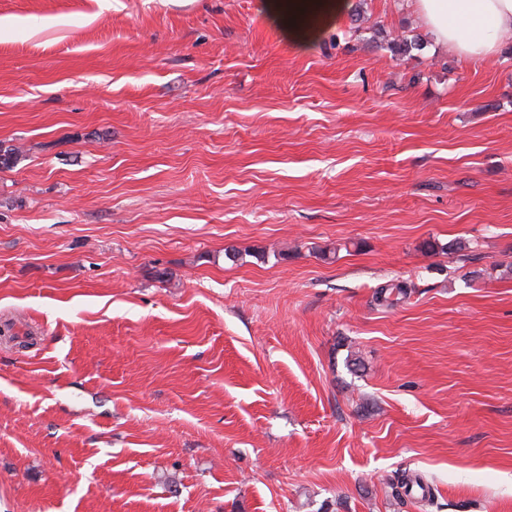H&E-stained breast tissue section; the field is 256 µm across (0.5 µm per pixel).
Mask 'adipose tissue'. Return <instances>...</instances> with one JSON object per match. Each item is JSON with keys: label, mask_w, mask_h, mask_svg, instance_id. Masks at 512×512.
Here are the masks:
<instances>
[{"label": "adipose tissue", "mask_w": 512, "mask_h": 512, "mask_svg": "<svg viewBox=\"0 0 512 512\" xmlns=\"http://www.w3.org/2000/svg\"><path fill=\"white\" fill-rule=\"evenodd\" d=\"M416 15L435 41L467 62L501 50L500 37L512 33V0H412ZM270 17L292 42L305 46L323 28L338 23L349 0H271Z\"/></svg>", "instance_id": "ef3b65f1"}]
</instances>
